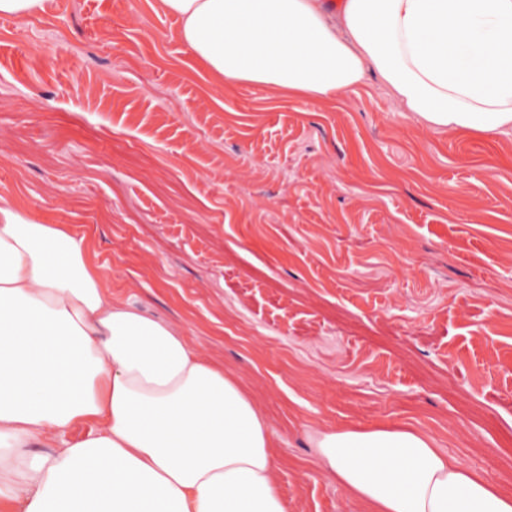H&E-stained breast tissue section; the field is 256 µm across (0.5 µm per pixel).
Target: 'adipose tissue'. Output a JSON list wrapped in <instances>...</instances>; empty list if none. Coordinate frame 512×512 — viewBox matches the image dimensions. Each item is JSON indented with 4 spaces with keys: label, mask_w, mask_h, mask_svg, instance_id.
Returning <instances> with one entry per match:
<instances>
[{
    "label": "adipose tissue",
    "mask_w": 512,
    "mask_h": 512,
    "mask_svg": "<svg viewBox=\"0 0 512 512\" xmlns=\"http://www.w3.org/2000/svg\"><path fill=\"white\" fill-rule=\"evenodd\" d=\"M209 83L329 101L377 75L444 133H512V0H148ZM360 512H512L421 429L313 426ZM250 380L112 294L87 235L0 193V512H294Z\"/></svg>",
    "instance_id": "ef3b65f1"
}]
</instances>
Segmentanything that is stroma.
<instances>
[{"mask_svg": "<svg viewBox=\"0 0 512 512\" xmlns=\"http://www.w3.org/2000/svg\"><path fill=\"white\" fill-rule=\"evenodd\" d=\"M175 27L147 0L0 15V192L257 379L303 512H352L316 422L428 431L511 492L512 134L436 132L374 76L219 91Z\"/></svg>", "mask_w": 512, "mask_h": 512, "instance_id": "35a3bbf8", "label": "stroma"}]
</instances>
